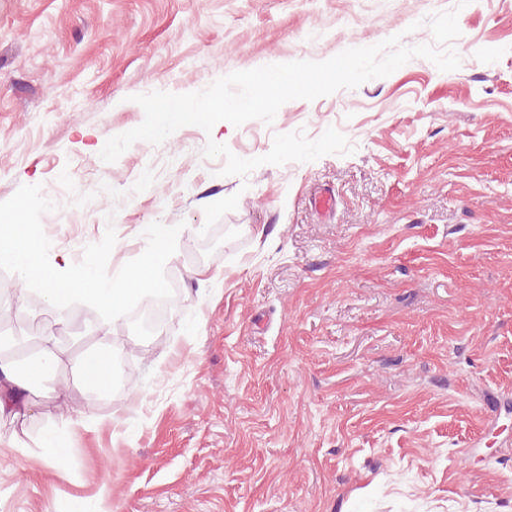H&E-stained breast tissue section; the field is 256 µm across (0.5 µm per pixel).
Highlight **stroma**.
Listing matches in <instances>:
<instances>
[{"mask_svg": "<svg viewBox=\"0 0 512 512\" xmlns=\"http://www.w3.org/2000/svg\"><path fill=\"white\" fill-rule=\"evenodd\" d=\"M394 36L460 65L94 148L136 95ZM24 185L68 192L54 266L111 229L113 275L179 226V304L113 321L137 382L105 411L74 361L101 317L14 299L20 344L44 323L72 359L0 411V512H70L107 475L112 512H512V0H0V202Z\"/></svg>", "mask_w": 512, "mask_h": 512, "instance_id": "35a3bbf8", "label": "stroma"}]
</instances>
